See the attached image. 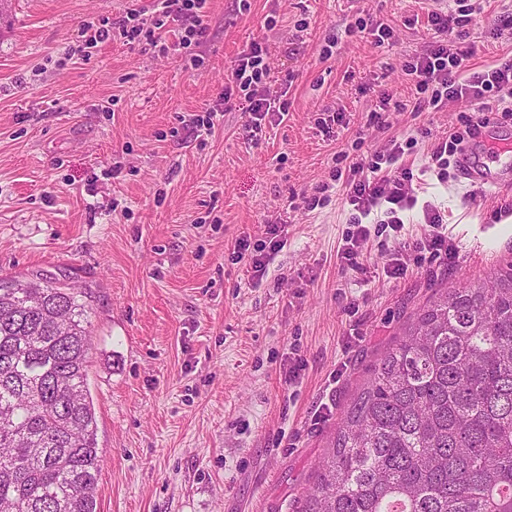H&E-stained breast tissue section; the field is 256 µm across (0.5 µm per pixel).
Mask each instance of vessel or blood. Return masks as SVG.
<instances>
[{"label":"vessel or blood","instance_id":"vessel-or-blood-1","mask_svg":"<svg viewBox=\"0 0 512 512\" xmlns=\"http://www.w3.org/2000/svg\"><path fill=\"white\" fill-rule=\"evenodd\" d=\"M457 172L461 179L480 188L497 185L512 175V131L488 121L476 138L462 145Z\"/></svg>","mask_w":512,"mask_h":512}]
</instances>
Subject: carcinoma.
Returning a JSON list of instances; mask_svg holds the SVG:
<instances>
[{"mask_svg":"<svg viewBox=\"0 0 512 512\" xmlns=\"http://www.w3.org/2000/svg\"><path fill=\"white\" fill-rule=\"evenodd\" d=\"M90 346L75 289L0 278V512H97ZM299 512H512V267L418 311Z\"/></svg>","mask_w":512,"mask_h":512,"instance_id":"carcinoma-1","label":"carcinoma"}]
</instances>
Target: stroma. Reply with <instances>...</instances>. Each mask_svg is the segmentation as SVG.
<instances>
[{
	"mask_svg": "<svg viewBox=\"0 0 512 512\" xmlns=\"http://www.w3.org/2000/svg\"><path fill=\"white\" fill-rule=\"evenodd\" d=\"M155 5L0 8V278L48 277L87 297L98 512H294L342 413L433 288L512 263V181L476 190L424 169L476 110L416 106L404 63L432 44L438 0H207L206 35L189 53L116 41L76 51L86 23ZM509 6L486 0L471 27L478 64L512 59V30L494 25ZM366 18L394 26V44L349 31ZM254 41L269 48L285 121L251 133L237 98L196 140L187 121L216 103ZM384 92L381 125L371 113ZM336 112L344 122L325 134L318 121ZM410 136L419 197L444 210L452 258L406 250V274L391 279L390 254L372 241L367 272L343 268L342 189L311 212L303 194L356 138L374 153ZM274 222L287 243L263 276L231 260L236 240L264 244Z\"/></svg>",
	"mask_w": 512,
	"mask_h": 512,
	"instance_id": "1",
	"label": "stroma"
}]
</instances>
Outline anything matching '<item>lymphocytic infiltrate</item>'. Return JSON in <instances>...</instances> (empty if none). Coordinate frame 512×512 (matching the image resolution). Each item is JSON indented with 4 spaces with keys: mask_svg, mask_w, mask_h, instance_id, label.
I'll use <instances>...</instances> for the list:
<instances>
[{
    "mask_svg": "<svg viewBox=\"0 0 512 512\" xmlns=\"http://www.w3.org/2000/svg\"><path fill=\"white\" fill-rule=\"evenodd\" d=\"M207 0H157V10L152 19H144L140 11H127L121 20L100 21L82 41L94 45L116 36L124 44L144 42L159 49L161 54L176 55L182 49L200 44L206 33L204 25ZM449 11H431L427 27L439 39L423 55L407 61L405 70L415 81V89L428 108L437 110L451 99H466L477 104L474 113L462 115L459 127L449 132L433 145L425 166L435 173L439 182H447L448 168L455 160L461 145L473 138L488 114L501 118L512 117V59L484 68L473 67L471 60L478 47L469 42L468 28L480 8L475 0H454ZM177 26L180 37L171 43L166 39L170 26ZM270 77L268 49L254 42L241 52L230 76L224 83V93L217 104L206 109L204 116L195 122L196 132L212 133L218 115L223 114L235 96L248 101L247 126L259 131L266 117L284 118L286 106L270 94L266 81ZM359 152L351 158L347 171H333V180L344 183L346 199L354 209L350 219L351 229L345 237L341 259L344 268L364 270L365 245L371 231L366 219H373L380 229H391L396 238L393 257L386 270L388 277L398 279L407 268L401 254L407 243L402 239L405 222L403 212L421 208L424 230L414 244L416 250L425 251L437 258H451L453 247L444 231L445 215L432 203H419L411 167L402 162L405 154L401 143H394L383 153L365 155L361 152L362 140H355Z\"/></svg>",
    "mask_w": 512,
    "mask_h": 512,
    "instance_id": "obj_1",
    "label": "lymphocytic infiltrate"
}]
</instances>
